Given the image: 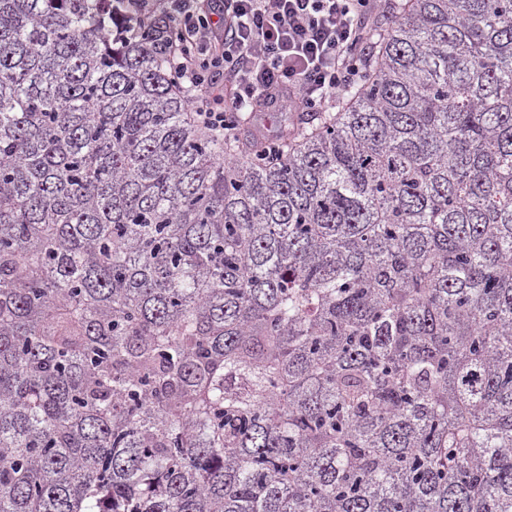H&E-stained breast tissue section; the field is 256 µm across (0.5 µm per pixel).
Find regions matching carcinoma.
Segmentation results:
<instances>
[{"mask_svg":"<svg viewBox=\"0 0 512 512\" xmlns=\"http://www.w3.org/2000/svg\"><path fill=\"white\" fill-rule=\"evenodd\" d=\"M169 19L0 0V512H512V0H400L271 159Z\"/></svg>","mask_w":512,"mask_h":512,"instance_id":"1","label":"carcinoma"}]
</instances>
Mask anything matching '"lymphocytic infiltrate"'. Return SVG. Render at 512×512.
<instances>
[{
	"mask_svg": "<svg viewBox=\"0 0 512 512\" xmlns=\"http://www.w3.org/2000/svg\"><path fill=\"white\" fill-rule=\"evenodd\" d=\"M381 0H119L117 28L165 16L176 35L163 43L199 124L236 135L232 115L245 110L325 112L364 74L357 50L364 18ZM228 83L231 94L220 91Z\"/></svg>",
	"mask_w": 512,
	"mask_h": 512,
	"instance_id": "1",
	"label": "lymphocytic infiltrate"
}]
</instances>
